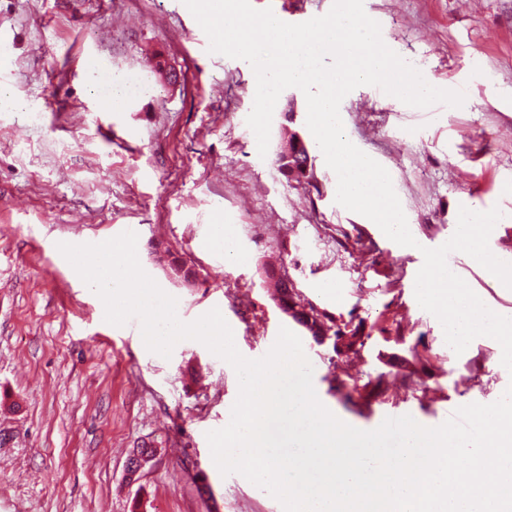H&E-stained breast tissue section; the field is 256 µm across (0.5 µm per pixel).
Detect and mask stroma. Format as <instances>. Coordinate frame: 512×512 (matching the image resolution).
Instances as JSON below:
<instances>
[{
  "instance_id": "obj_1",
  "label": "stroma",
  "mask_w": 512,
  "mask_h": 512,
  "mask_svg": "<svg viewBox=\"0 0 512 512\" xmlns=\"http://www.w3.org/2000/svg\"><path fill=\"white\" fill-rule=\"evenodd\" d=\"M332 3L251 0L287 23ZM364 10L430 85L466 100L419 109L360 86L341 102L348 139L389 172L423 248L451 238L460 207H496L504 221L489 248L512 263V0H364ZM208 47L183 0H0V88L28 104L0 112V227L10 230L0 235V512H283L212 459L206 434L231 414L234 369L198 341L165 358L147 350L138 320L107 323L62 243L134 229L143 270L183 321L219 309L249 359L292 330L319 400L361 430L391 410L436 427L512 384L492 339L460 355L447 345L415 298L421 251L336 204L324 158L313 187L278 172L272 150L288 105L307 129L302 91L281 93L271 151L259 156L246 124L254 74ZM158 58L174 81L154 74ZM131 72L142 88L106 109L98 87ZM216 224L233 229L228 249L211 243ZM159 245L196 278L159 264ZM448 259L488 308H512V291L479 263ZM271 266L304 301L359 325L358 354L336 356L280 310L265 283ZM145 442L155 454L127 481L128 455Z\"/></svg>"
}]
</instances>
